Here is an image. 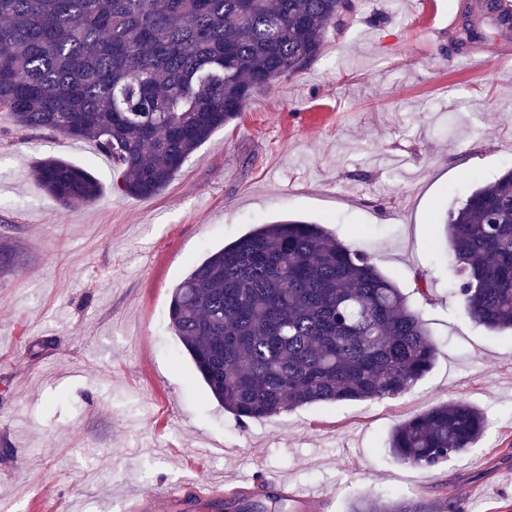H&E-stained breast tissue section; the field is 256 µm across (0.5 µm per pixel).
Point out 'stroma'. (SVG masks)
<instances>
[{
	"label": "stroma",
	"mask_w": 512,
	"mask_h": 512,
	"mask_svg": "<svg viewBox=\"0 0 512 512\" xmlns=\"http://www.w3.org/2000/svg\"><path fill=\"white\" fill-rule=\"evenodd\" d=\"M307 68L262 90L160 195L118 190L97 147L0 114V501L13 512H123L161 483L255 472L324 492L320 512L365 493L512 512V334L464 314L440 220L512 167V52L485 29L457 48L461 0H353ZM88 168L94 207L67 209L35 180L40 159ZM324 224L406 294L438 344L433 369L394 399L304 406L247 424L213 401L169 325L174 288L210 252L285 216ZM426 277L429 298L416 290ZM464 400L485 429L432 471L395 462L392 429Z\"/></svg>",
	"instance_id": "obj_1"
}]
</instances>
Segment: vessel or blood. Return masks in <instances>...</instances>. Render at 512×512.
I'll return each mask as SVG.
<instances>
[{"label":"vessel or blood","mask_w":512,"mask_h":512,"mask_svg":"<svg viewBox=\"0 0 512 512\" xmlns=\"http://www.w3.org/2000/svg\"><path fill=\"white\" fill-rule=\"evenodd\" d=\"M271 492L289 495L299 512H318L321 497L300 489H288L277 478H269ZM236 506L234 492L209 481H188L180 484L164 483L136 494L126 506V512H233Z\"/></svg>","instance_id":"vessel-or-blood-1"}]
</instances>
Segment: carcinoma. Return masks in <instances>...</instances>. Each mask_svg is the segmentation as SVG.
Masks as SVG:
<instances>
[{"mask_svg":"<svg viewBox=\"0 0 512 512\" xmlns=\"http://www.w3.org/2000/svg\"><path fill=\"white\" fill-rule=\"evenodd\" d=\"M507 29L499 0L482 5ZM352 0H0V111L24 130L93 142L126 195L152 197L252 95L322 52L353 19ZM34 176L65 207L102 190L61 158ZM467 318L512 332V168L444 218ZM172 329L210 395L244 424L341 401L393 399L438 347L405 295L362 251L321 224H261L210 253L174 289ZM484 428L465 401L394 427L387 453L434 470ZM448 500L365 496L350 512H448ZM238 512H296L245 496Z\"/></svg>","mask_w":512,"mask_h":512,"instance_id":"obj_1","label":"carcinoma"}]
</instances>
